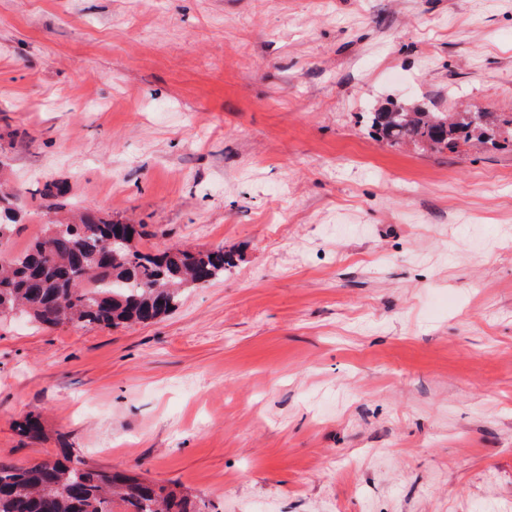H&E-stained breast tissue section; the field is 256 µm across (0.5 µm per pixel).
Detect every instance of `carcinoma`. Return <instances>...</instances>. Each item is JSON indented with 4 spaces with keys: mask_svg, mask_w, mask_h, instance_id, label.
I'll return each mask as SVG.
<instances>
[{
    "mask_svg": "<svg viewBox=\"0 0 512 512\" xmlns=\"http://www.w3.org/2000/svg\"><path fill=\"white\" fill-rule=\"evenodd\" d=\"M468 113L450 119L424 104H393L368 113L370 128L394 144L455 151L476 138L497 144L512 138V113ZM14 193L0 195V240L17 223ZM127 237L119 255L106 241ZM157 233L145 224H116L92 213L72 223L46 225L43 236L16 254L0 252V317L16 311L55 327L86 323L104 327L147 324L175 310L186 285L205 286L224 276L231 257L224 248L191 251L172 246L159 253L142 249ZM24 438L39 441L43 423L30 415L18 425ZM198 512L183 491L158 486L128 471L105 470L69 448L54 458L21 467L0 463V512Z\"/></svg>",
    "mask_w": 512,
    "mask_h": 512,
    "instance_id": "obj_1",
    "label": "carcinoma"
}]
</instances>
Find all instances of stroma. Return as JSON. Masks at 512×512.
I'll list each match as a JSON object with an SVG mask.
<instances>
[{
    "instance_id": "35a3bbf8",
    "label": "stroma",
    "mask_w": 512,
    "mask_h": 512,
    "mask_svg": "<svg viewBox=\"0 0 512 512\" xmlns=\"http://www.w3.org/2000/svg\"><path fill=\"white\" fill-rule=\"evenodd\" d=\"M389 101L512 113V0H0V248L63 182L233 255L149 324L0 318V462L66 444L208 512L512 507V147L391 145ZM15 197V193L0 195V245L2 239L8 238L18 222L14 202Z\"/></svg>"
}]
</instances>
